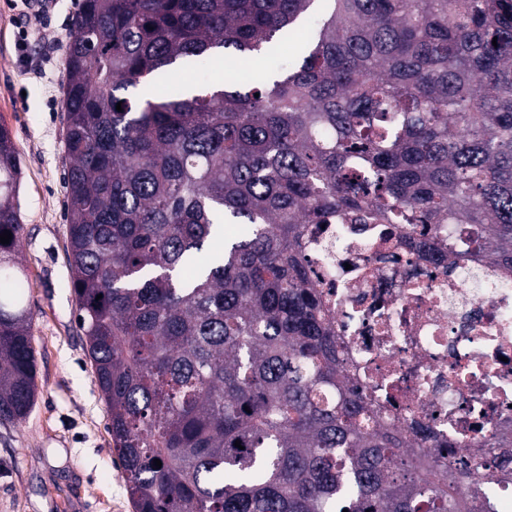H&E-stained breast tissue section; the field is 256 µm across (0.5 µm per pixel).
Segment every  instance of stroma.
<instances>
[{
	"label": "stroma",
	"instance_id": "1",
	"mask_svg": "<svg viewBox=\"0 0 512 512\" xmlns=\"http://www.w3.org/2000/svg\"><path fill=\"white\" fill-rule=\"evenodd\" d=\"M82 0H50L44 24L0 0V124L18 153L23 247L37 396L0 423V512H133L107 429L77 306L64 217V47Z\"/></svg>",
	"mask_w": 512,
	"mask_h": 512
}]
</instances>
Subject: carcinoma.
<instances>
[{
    "instance_id": "1",
    "label": "carcinoma",
    "mask_w": 512,
    "mask_h": 512,
    "mask_svg": "<svg viewBox=\"0 0 512 512\" xmlns=\"http://www.w3.org/2000/svg\"><path fill=\"white\" fill-rule=\"evenodd\" d=\"M71 26V288L133 512H475L453 444L445 475L349 383L302 235L408 224L512 271V0H83ZM291 34L261 78L179 81ZM20 178L1 125V423L37 395Z\"/></svg>"
}]
</instances>
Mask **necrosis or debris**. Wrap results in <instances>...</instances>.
Returning <instances> with one entry per match:
<instances>
[{
    "instance_id": "4bbe7bcc",
    "label": "necrosis or debris",
    "mask_w": 512,
    "mask_h": 512,
    "mask_svg": "<svg viewBox=\"0 0 512 512\" xmlns=\"http://www.w3.org/2000/svg\"><path fill=\"white\" fill-rule=\"evenodd\" d=\"M304 248L352 382L480 465L484 512H512V273L435 264L397 225L310 224Z\"/></svg>"
}]
</instances>
